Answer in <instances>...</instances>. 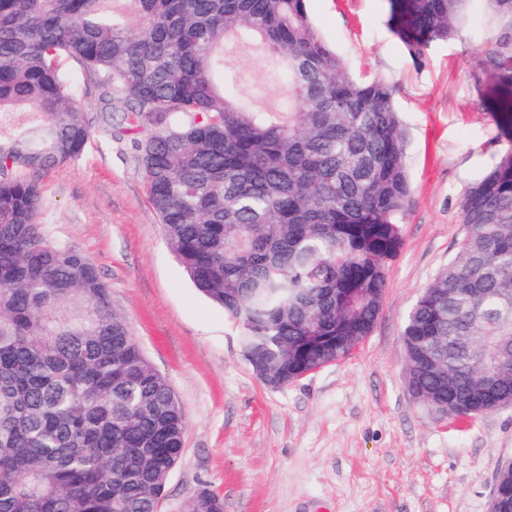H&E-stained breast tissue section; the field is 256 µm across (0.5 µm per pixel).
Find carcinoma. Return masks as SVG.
Masks as SVG:
<instances>
[{
    "instance_id": "carcinoma-1",
    "label": "carcinoma",
    "mask_w": 512,
    "mask_h": 512,
    "mask_svg": "<svg viewBox=\"0 0 512 512\" xmlns=\"http://www.w3.org/2000/svg\"><path fill=\"white\" fill-rule=\"evenodd\" d=\"M410 55L466 0H387ZM257 42L288 94L229 90L224 45ZM70 60L141 143L150 203L189 278L280 389L349 357L382 308L411 187L393 89L354 79L306 0H0V512H159L184 452L173 390L96 265L50 240L39 177L94 135ZM512 135V38L490 59ZM463 237L406 317L408 389L466 415L512 401V145L466 191ZM483 373L497 378L483 389ZM512 512V474L497 475ZM188 512H224L206 489Z\"/></svg>"
}]
</instances>
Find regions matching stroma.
Listing matches in <instances>:
<instances>
[{
    "label": "stroma",
    "mask_w": 512,
    "mask_h": 512,
    "mask_svg": "<svg viewBox=\"0 0 512 512\" xmlns=\"http://www.w3.org/2000/svg\"><path fill=\"white\" fill-rule=\"evenodd\" d=\"M309 16L359 80L396 90L412 193L404 247L388 266L372 333L348 358L280 390L245 365L239 331L193 287L169 249L143 178L141 136L97 125L78 159L40 180L39 221L51 240L89 257L150 363L185 415L184 452L162 512L201 489L224 512H488L512 461V407L466 423L432 412L406 384V315L457 254L460 202L507 142L487 100L488 60L512 24L468 0L460 36L411 56L386 0H307ZM239 94L277 111L286 95L259 46L224 51Z\"/></svg>",
    "instance_id": "1"
}]
</instances>
